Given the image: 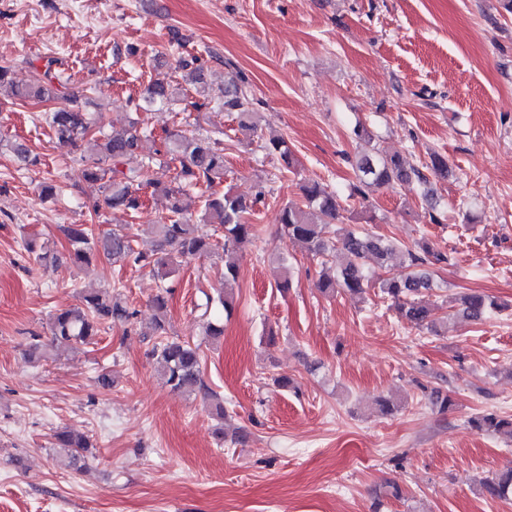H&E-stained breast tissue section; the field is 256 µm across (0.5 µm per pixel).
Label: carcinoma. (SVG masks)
Wrapping results in <instances>:
<instances>
[{
  "label": "carcinoma",
  "instance_id": "1",
  "mask_svg": "<svg viewBox=\"0 0 512 512\" xmlns=\"http://www.w3.org/2000/svg\"><path fill=\"white\" fill-rule=\"evenodd\" d=\"M58 61L48 58L35 69L26 83L13 80L12 70L0 65V91L7 90L9 97L32 105L52 104L38 115L49 128L52 136L62 142L82 147L83 177L97 187L93 209L135 212L144 203L142 190L146 186L165 198L166 213L156 223L148 226V233L155 242L151 253L137 251L130 235L120 225L98 236L84 224H69L62 228L69 244V259L77 265H90L103 256L114 263L132 265L139 269L151 268L167 278L176 272L182 262L207 256L214 252L217 243L198 233L195 216L205 224H216L224 231V291L218 295V304L226 315L234 309L232 282L237 278L235 255L244 245L258 237V226L248 222L251 214L262 202V196L253 198L222 194L214 187L224 182V146L217 139L200 134L190 136L183 132H165L158 140L154 131L143 126L140 118L130 117L125 122L105 125L100 105L91 99L77 104L71 91L72 77L56 68ZM187 71L188 80L204 96L210 88V72L198 57L179 61ZM176 101V88L168 82L156 80L138 98L130 100L135 113L159 111ZM245 85L237 77H229L224 84L222 106L226 112H235L240 127L255 134L258 124L256 112ZM264 148L279 156L285 167H292L293 157L286 140L273 136ZM20 165L29 168L39 164L25 145H11ZM139 155L141 166L121 167L123 159ZM357 185L353 194L367 198L372 188L400 186L408 190L419 189L420 196L430 209H435L432 184L448 179V159L438 153L430 156L429 163L418 167L399 155L381 150L359 154L353 161ZM303 205L288 204L281 208L279 223L283 235L309 254L327 264L342 256L336 268V278L320 282L324 293L340 289L363 295L369 288L377 287L390 297L398 307L401 317L417 328L436 330L431 320L428 302L419 296L433 288L431 276L419 270L432 256L438 262L448 257L433 252L430 244L422 241L417 249L403 250L365 230L341 228L335 237L327 236L326 225L314 221L321 215L332 221L338 219L341 205L336 193L319 182L301 187ZM403 257L405 270L397 273H372L365 270V260L372 257L379 267L386 266L394 255ZM169 288L163 286L152 300L154 316L152 335L158 338L153 356L165 385L172 390L193 395L201 393L214 402L216 414L224 415V402L206 386L201 370L200 347L168 334L167 308ZM453 316L467 322L484 321L492 311H505L507 307L486 299L481 294H470L455 301ZM134 317L123 295L113 288H98L80 294L79 302L51 317V345L76 347L92 344L99 336L104 323L129 325ZM473 429L489 435L506 432L512 436V418L495 411L483 412L470 420ZM54 445L64 449L71 460L86 457L91 442L87 435L69 429L54 434ZM483 493L492 499L512 500V467L481 481Z\"/></svg>",
  "mask_w": 512,
  "mask_h": 512
}]
</instances>
